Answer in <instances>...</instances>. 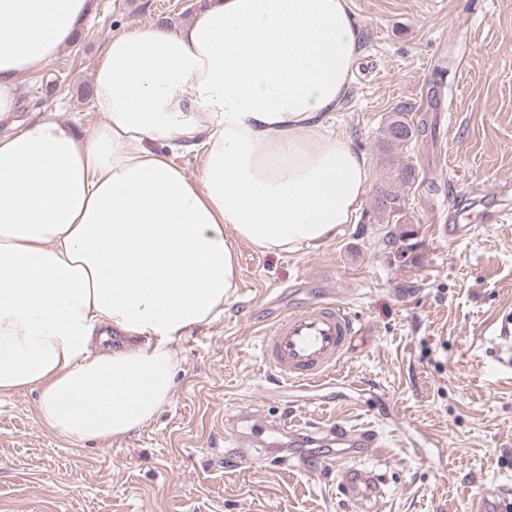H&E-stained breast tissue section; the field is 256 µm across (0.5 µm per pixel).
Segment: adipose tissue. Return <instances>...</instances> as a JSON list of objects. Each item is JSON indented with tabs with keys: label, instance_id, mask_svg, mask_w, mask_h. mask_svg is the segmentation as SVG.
<instances>
[{
	"label": "adipose tissue",
	"instance_id": "obj_1",
	"mask_svg": "<svg viewBox=\"0 0 512 512\" xmlns=\"http://www.w3.org/2000/svg\"><path fill=\"white\" fill-rule=\"evenodd\" d=\"M185 25L113 33L91 135L0 137V395L38 391L74 442L117 439L174 393L175 347L237 288L239 243L317 247L354 223L370 162L330 130L361 52L349 0H199ZM91 0H0V117ZM202 156L190 179L170 154ZM117 328L125 345L107 346Z\"/></svg>",
	"mask_w": 512,
	"mask_h": 512
}]
</instances>
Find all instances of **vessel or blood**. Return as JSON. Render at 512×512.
I'll return each mask as SVG.
<instances>
[{"label":"vessel or blood","instance_id":"obj_1","mask_svg":"<svg viewBox=\"0 0 512 512\" xmlns=\"http://www.w3.org/2000/svg\"><path fill=\"white\" fill-rule=\"evenodd\" d=\"M364 332L359 318L335 294L327 293L300 306L278 309L261 332L262 358L281 383L315 392L335 376ZM224 433L239 446L238 453L231 457L239 467L262 464L260 449L284 442L292 447L334 443L339 454L321 458L317 470L335 474L343 495L356 512H379L382 506L378 475L364 463L383 446L376 431L341 424L300 428L287 418L269 421L249 411L225 415Z\"/></svg>","mask_w":512,"mask_h":512}]
</instances>
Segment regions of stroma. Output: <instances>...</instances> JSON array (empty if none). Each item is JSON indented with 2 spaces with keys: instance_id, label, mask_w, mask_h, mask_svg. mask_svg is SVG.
<instances>
[{
  "instance_id": "1",
  "label": "stroma",
  "mask_w": 512,
  "mask_h": 512,
  "mask_svg": "<svg viewBox=\"0 0 512 512\" xmlns=\"http://www.w3.org/2000/svg\"><path fill=\"white\" fill-rule=\"evenodd\" d=\"M198 0H92L71 47L26 78L11 123L101 121L91 98L113 32L185 24ZM361 54L349 97L329 119L371 162L356 223L318 247L263 253L240 243L239 287L213 322L189 329L171 401L123 438L72 442L42 424L35 391L0 396V512H351L335 478L224 460V415L257 404L303 425L337 420L378 431L384 512H473L512 490V374L496 372L495 330L512 322V0H350ZM455 60L452 92L426 109L434 68ZM436 127L409 152L416 170L395 220L379 210V141L396 108ZM467 238L437 232L468 222ZM332 289L365 325L336 386L312 403L279 387L261 356L263 300L301 304Z\"/></svg>"
}]
</instances>
